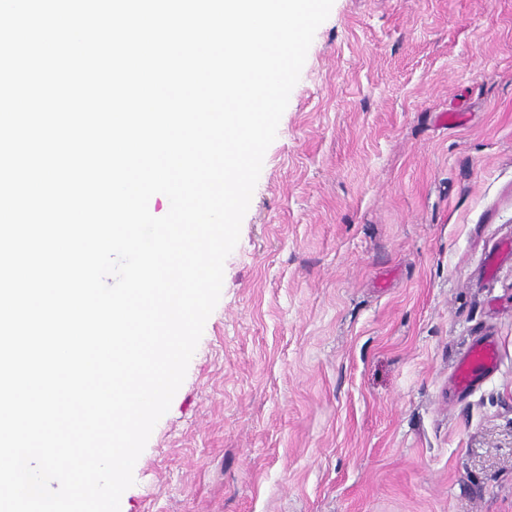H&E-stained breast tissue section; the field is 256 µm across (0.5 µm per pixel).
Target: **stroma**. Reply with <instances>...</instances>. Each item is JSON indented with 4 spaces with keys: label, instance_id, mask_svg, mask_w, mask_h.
<instances>
[{
    "label": "stroma",
    "instance_id": "obj_1",
    "mask_svg": "<svg viewBox=\"0 0 512 512\" xmlns=\"http://www.w3.org/2000/svg\"><path fill=\"white\" fill-rule=\"evenodd\" d=\"M133 475L120 512H512V0H334ZM496 360L497 352L493 342H476L458 369L457 387L462 391L470 389L495 368Z\"/></svg>",
    "mask_w": 512,
    "mask_h": 512
}]
</instances>
